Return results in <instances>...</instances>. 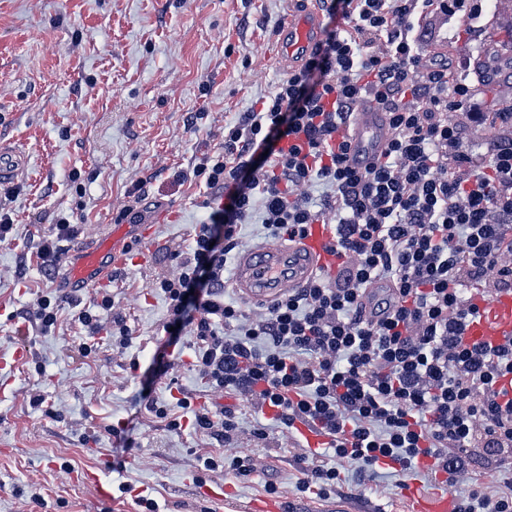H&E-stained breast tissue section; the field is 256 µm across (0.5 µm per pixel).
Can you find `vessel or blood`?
<instances>
[{"label":"vessel or blood","mask_w":512,"mask_h":512,"mask_svg":"<svg viewBox=\"0 0 512 512\" xmlns=\"http://www.w3.org/2000/svg\"><path fill=\"white\" fill-rule=\"evenodd\" d=\"M323 12L317 0H308L303 11L294 15L279 42V52L291 61L308 56L320 37ZM475 81L504 83L512 79V72L503 69L495 56L480 53L473 59ZM391 136L389 118L370 101H362L354 113L350 128V165L357 170L370 167ZM25 160L11 148L0 146V183L12 182ZM128 230L120 225L108 237L82 251L80 258L70 265L58 281L66 292L77 294L109 282L112 272L125 262L120 242ZM328 224L310 225L304 238L292 241H265L241 253L232 269L231 281L237 294L258 305H268L301 287L317 271L332 267L337 258L325 250L332 238ZM479 311L466 323L462 344L471 346H499L512 342V292H502L491 299L477 298ZM414 512H454V503L448 493L440 492L425 500L412 503Z\"/></svg>","instance_id":"1"}]
</instances>
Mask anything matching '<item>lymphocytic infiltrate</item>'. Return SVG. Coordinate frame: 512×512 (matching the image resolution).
Listing matches in <instances>:
<instances>
[{
    "label": "lymphocytic infiltrate",
    "instance_id": "f902f5d3",
    "mask_svg": "<svg viewBox=\"0 0 512 512\" xmlns=\"http://www.w3.org/2000/svg\"><path fill=\"white\" fill-rule=\"evenodd\" d=\"M328 13L342 25L225 123L220 147L178 175L205 183L210 213L156 283L168 301L165 346L177 347L189 329L193 367L214 392L272 409L254 442L303 424L354 468L356 492L388 461L398 488L423 468L451 488L464 459L512 461V399L497 387L512 375V343L460 342L476 311L465 283L487 296L512 291V144H493L479 165L465 147L468 128L512 122V106L487 107L456 55L425 50L421 31L442 19L479 33L486 3L332 0ZM366 98L387 112L392 135L359 172L347 164L345 130ZM256 216L274 240L334 225L332 248L343 257L336 273L317 272L266 307L225 302L224 271ZM79 233L58 218L39 239V259L60 264ZM64 305L88 336L103 329L66 293L56 303L37 299L30 318L50 332ZM194 425L224 440L222 456L202 458L205 470L256 471L257 458L237 448L231 408L202 410ZM301 461L297 491H335L338 464L326 466L317 451ZM455 512H512V476L501 490L473 488Z\"/></svg>",
    "mask_w": 512,
    "mask_h": 512
}]
</instances>
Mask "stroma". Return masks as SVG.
I'll return each mask as SVG.
<instances>
[{"instance_id": "obj_1", "label": "stroma", "mask_w": 512, "mask_h": 512, "mask_svg": "<svg viewBox=\"0 0 512 512\" xmlns=\"http://www.w3.org/2000/svg\"><path fill=\"white\" fill-rule=\"evenodd\" d=\"M295 11L294 0H0V139L27 159L14 182L0 184V212L13 220L12 243L0 244V351L23 352L0 369V512H139L140 495L161 512H245L271 483L290 512H409L413 498L435 494L422 477L404 490L384 477L360 494L350 467L331 496L297 492L301 439L277 432L254 442L253 407L210 392L191 350L167 373L153 365L167 321L155 283L209 213L202 189L174 175L216 150L225 122L288 75L278 43ZM493 13L480 40L459 41L463 53L512 43V0H495ZM138 183L145 198L134 204L127 192ZM129 204L152 233L143 239L133 227L125 236L127 262L112 277L114 305L101 321L122 316L132 343L115 347L102 332L82 358L72 325L44 335L25 319L56 289L37 263L35 236L69 216L81 226L70 244L78 250L107 234ZM146 388L166 403L188 397L181 430H167L137 402ZM210 402L236 405L238 444L261 458L254 473L200 471L198 454L224 450L223 439L192 426L194 409ZM113 427L129 428L140 451L123 452ZM95 430L99 440L83 443ZM101 464L133 493L102 498L81 481ZM215 485L223 500L203 495Z\"/></svg>"}]
</instances>
